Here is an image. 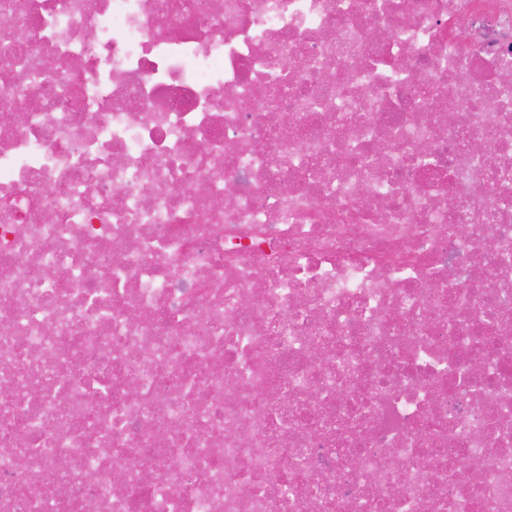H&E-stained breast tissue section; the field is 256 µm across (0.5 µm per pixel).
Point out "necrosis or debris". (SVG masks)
Returning a JSON list of instances; mask_svg holds the SVG:
<instances>
[{"label": "necrosis or debris", "instance_id": "necrosis-or-debris-1", "mask_svg": "<svg viewBox=\"0 0 512 512\" xmlns=\"http://www.w3.org/2000/svg\"><path fill=\"white\" fill-rule=\"evenodd\" d=\"M0 512H512V0H0Z\"/></svg>", "mask_w": 512, "mask_h": 512}]
</instances>
